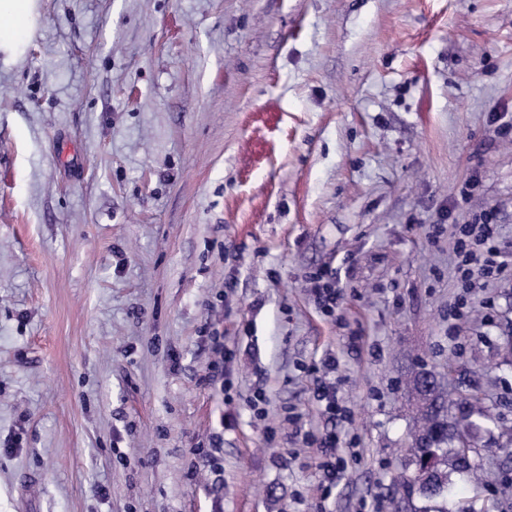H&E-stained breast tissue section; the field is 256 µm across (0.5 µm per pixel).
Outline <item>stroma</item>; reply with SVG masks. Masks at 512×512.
I'll return each mask as SVG.
<instances>
[{"label":"stroma","instance_id":"35a3bbf8","mask_svg":"<svg viewBox=\"0 0 512 512\" xmlns=\"http://www.w3.org/2000/svg\"><path fill=\"white\" fill-rule=\"evenodd\" d=\"M38 2L0 53V512H393L417 360L497 417L460 499L512 512V276L454 274L486 210L512 261V0ZM312 292L319 308L325 314L333 315L341 299L334 269H322L312 278ZM213 349L217 354L221 355L223 366H220L218 362H214L210 367V373L207 376V380L209 383H218L220 382L221 387L224 388L225 384L228 383V374L229 369L226 365L232 360L231 353L228 352L227 349L224 348V339L223 337L216 336L213 337ZM314 391L313 398L321 408L322 413L329 419L335 420L337 416L341 415L343 409L339 404L334 388L324 385L320 377L316 376L313 379ZM305 442L310 445H316L320 449L318 456V467L321 471V491L325 496L331 487L336 483L344 470L343 460L336 454V449L339 445V437L336 434V429H330L323 433L320 438L309 442V438H305Z\"/></svg>","mask_w":512,"mask_h":512}]
</instances>
